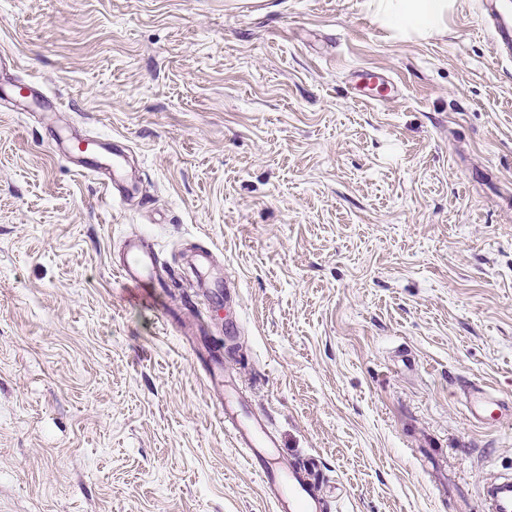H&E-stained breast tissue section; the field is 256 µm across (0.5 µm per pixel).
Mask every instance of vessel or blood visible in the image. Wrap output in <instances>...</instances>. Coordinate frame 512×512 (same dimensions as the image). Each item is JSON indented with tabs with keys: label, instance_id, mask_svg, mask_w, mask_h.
<instances>
[{
	"label": "vessel or blood",
	"instance_id": "b4317fda",
	"mask_svg": "<svg viewBox=\"0 0 512 512\" xmlns=\"http://www.w3.org/2000/svg\"><path fill=\"white\" fill-rule=\"evenodd\" d=\"M485 9L497 45L512 50V21L496 11L492 0H487ZM121 165V157L117 154L94 164V171L102 176L103 191L111 190L120 176ZM115 272L126 290L145 296L159 308H166L162 291L164 276L153 252L140 241L127 243L125 255L116 265ZM192 354L205 372L210 391L220 395L224 389V358L220 351L196 348ZM466 406L476 423L490 425L512 419V403L500 400L481 384L467 386ZM224 426L243 450L249 467L260 477L275 512H328L329 502L322 497L309 468L276 456L277 440L262 417L228 405L224 408ZM480 512H512L511 479L492 483L485 489Z\"/></svg>",
	"mask_w": 512,
	"mask_h": 512
}]
</instances>
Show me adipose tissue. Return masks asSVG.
<instances>
[{
	"label": "adipose tissue",
	"mask_w": 512,
	"mask_h": 512,
	"mask_svg": "<svg viewBox=\"0 0 512 512\" xmlns=\"http://www.w3.org/2000/svg\"><path fill=\"white\" fill-rule=\"evenodd\" d=\"M378 25L392 37L428 39L442 35L456 0H366Z\"/></svg>",
	"instance_id": "adipose-tissue-1"
}]
</instances>
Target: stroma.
Wrapping results in <instances>:
<instances>
[{
    "label": "stroma",
    "mask_w": 512,
    "mask_h": 512,
    "mask_svg": "<svg viewBox=\"0 0 512 512\" xmlns=\"http://www.w3.org/2000/svg\"><path fill=\"white\" fill-rule=\"evenodd\" d=\"M478 2L390 40L365 0H0V512H272L187 345L208 306L331 512H479L512 475L463 395L512 399V62ZM84 136L124 149L112 195ZM135 237L167 312L115 275ZM97 145L98 144L94 140L77 139L70 144L67 150V155L76 162L78 166H80L76 167L77 170L83 172L86 170H93L102 174L103 178L101 179V188L105 194H108L112 189L114 180L120 176V168L122 165L121 156L112 152V157H105L97 164H91L90 166L84 165L82 161L79 160V155L92 154L94 146Z\"/></svg>",
    "instance_id": "stroma-1"
}]
</instances>
